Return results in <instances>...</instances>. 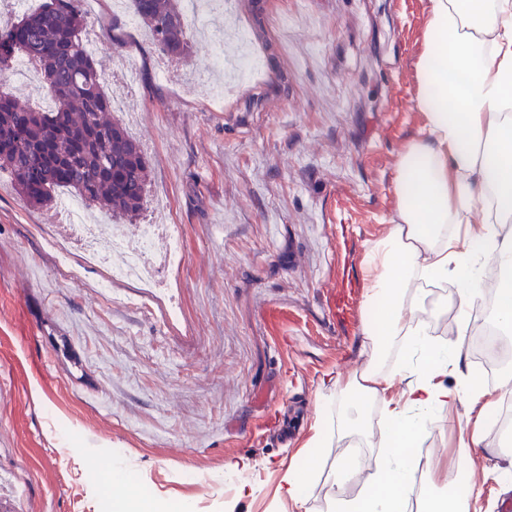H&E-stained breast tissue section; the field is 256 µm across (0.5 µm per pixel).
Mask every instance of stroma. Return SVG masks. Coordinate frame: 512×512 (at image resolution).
Here are the masks:
<instances>
[{"label": "stroma", "instance_id": "obj_1", "mask_svg": "<svg viewBox=\"0 0 512 512\" xmlns=\"http://www.w3.org/2000/svg\"><path fill=\"white\" fill-rule=\"evenodd\" d=\"M429 9L235 0L263 67L217 107L206 42L173 62L98 0L86 36L107 79L137 72L117 118L151 161L139 224L169 225L184 259L153 286L108 281L77 247L59 252L56 209L30 206L0 175V512H101L109 457L131 478L122 499L267 512L280 465L319 417L331 439L309 507L325 512L336 449L358 435L341 427L344 363L378 362L387 379L369 428L414 383L395 352L370 354L362 267L396 221V168L424 129L415 66ZM477 413L463 397L436 413L424 439L440 468ZM500 439L486 427L472 454L481 512L512 494ZM236 456L252 463L256 497L201 489Z\"/></svg>", "mask_w": 512, "mask_h": 512}]
</instances>
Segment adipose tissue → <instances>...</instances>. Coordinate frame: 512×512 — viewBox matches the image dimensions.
<instances>
[{
  "label": "adipose tissue",
  "mask_w": 512,
  "mask_h": 512,
  "mask_svg": "<svg viewBox=\"0 0 512 512\" xmlns=\"http://www.w3.org/2000/svg\"><path fill=\"white\" fill-rule=\"evenodd\" d=\"M415 107L425 132L398 165L397 220L363 266L371 311L364 334L375 353L401 344L402 370L419 366L423 375L404 402L383 406L387 453L363 497H330L327 512H406L414 500L422 512H478L469 448L457 450L450 468L458 482L442 493L433 482L417 486L418 461L407 446L432 411L460 393L481 405L471 431L479 442L497 402L482 386L448 389L444 373L460 346L436 345L411 319L416 284L452 281L459 329L467 331L483 293L482 258L490 254L501 270L491 317L512 328V0H430ZM328 440V429L315 425L296 462L279 474L277 503L308 512L313 461Z\"/></svg>",
  "instance_id": "ef3b65f1"
}]
</instances>
